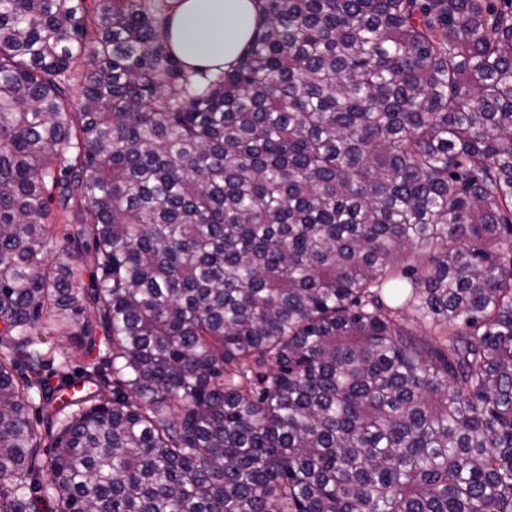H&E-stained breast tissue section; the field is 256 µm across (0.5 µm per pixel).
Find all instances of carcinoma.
Instances as JSON below:
<instances>
[{
    "instance_id": "1",
    "label": "carcinoma",
    "mask_w": 512,
    "mask_h": 512,
    "mask_svg": "<svg viewBox=\"0 0 512 512\" xmlns=\"http://www.w3.org/2000/svg\"><path fill=\"white\" fill-rule=\"evenodd\" d=\"M260 2L0 0V512H512V0ZM173 52L201 70L229 69L259 23L252 0H168Z\"/></svg>"
}]
</instances>
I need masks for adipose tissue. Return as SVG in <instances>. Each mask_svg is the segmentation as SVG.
I'll return each mask as SVG.
<instances>
[{"mask_svg":"<svg viewBox=\"0 0 512 512\" xmlns=\"http://www.w3.org/2000/svg\"><path fill=\"white\" fill-rule=\"evenodd\" d=\"M173 51L201 70L227 69L244 53L259 23L255 0H168Z\"/></svg>","mask_w":512,"mask_h":512,"instance_id":"adipose-tissue-1","label":"adipose tissue"}]
</instances>
